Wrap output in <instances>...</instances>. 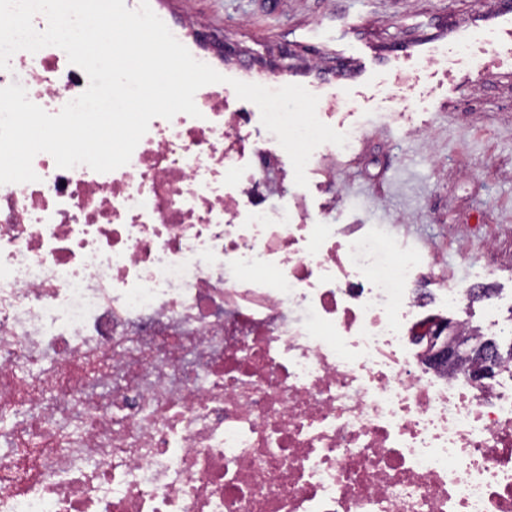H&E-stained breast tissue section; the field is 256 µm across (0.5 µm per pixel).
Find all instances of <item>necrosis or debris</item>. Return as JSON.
<instances>
[{
	"label": "necrosis or debris",
	"mask_w": 512,
	"mask_h": 512,
	"mask_svg": "<svg viewBox=\"0 0 512 512\" xmlns=\"http://www.w3.org/2000/svg\"><path fill=\"white\" fill-rule=\"evenodd\" d=\"M13 82L56 114L89 79L47 46ZM195 103L116 170L0 185V512H512V372L418 366L471 289L270 203L260 113Z\"/></svg>",
	"instance_id": "necrosis-or-debris-1"
}]
</instances>
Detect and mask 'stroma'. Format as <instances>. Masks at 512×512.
<instances>
[{"instance_id":"stroma-1","label":"stroma","mask_w":512,"mask_h":512,"mask_svg":"<svg viewBox=\"0 0 512 512\" xmlns=\"http://www.w3.org/2000/svg\"><path fill=\"white\" fill-rule=\"evenodd\" d=\"M220 74L260 84H298L337 115H350L360 146L336 163L335 211L309 182L314 222L364 224L394 248L432 247L448 281L499 297V325L512 323V64L487 58L483 70L440 61L383 69L356 102L336 97V20L355 19L349 38L365 58L447 41L503 0H150ZM303 67L269 71L283 53ZM466 235L459 251L457 235Z\"/></svg>"}]
</instances>
